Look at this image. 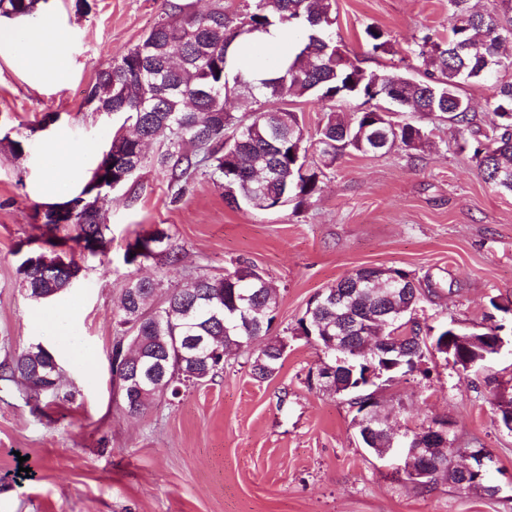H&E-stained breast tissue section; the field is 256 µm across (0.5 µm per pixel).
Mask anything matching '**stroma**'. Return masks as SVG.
Returning a JSON list of instances; mask_svg holds the SVG:
<instances>
[{"mask_svg":"<svg viewBox=\"0 0 512 512\" xmlns=\"http://www.w3.org/2000/svg\"><path fill=\"white\" fill-rule=\"evenodd\" d=\"M88 2L89 10L79 11L75 0H42L69 32L65 85H34L10 54H0V130L29 137L22 157L0 147V362L46 341L30 320L37 303L16 272L22 242L46 233L30 191L32 160L45 137L40 123L56 118L73 141L105 153L124 116L93 111L86 92L167 6ZM370 25L388 35L394 53L367 54L363 33ZM447 28L448 0H336L334 37L371 71L402 61L418 67L417 42ZM506 81L512 69L462 85L477 125H489L487 104ZM396 118L425 126L426 144L346 152L308 204L272 211L227 205L221 185L201 171L175 180L156 162L170 136L155 138L140 170L104 204L105 256L74 252L84 273L59 298L101 364L89 376L61 364L56 392L37 396L0 378V512H512V433L498 427L493 405L497 392L512 391V194L485 183L448 119L420 112ZM157 227L171 234L179 262L126 265L129 244ZM243 261L279 290L268 334L229 355L214 380L129 413L109 360L128 281L183 285L199 272ZM366 267L409 272L422 292L417 317L433 328L454 321L479 333L504 324L506 344L481 371L459 372L444 355L429 353L420 369L378 392L395 434L447 420L456 464L464 451L489 450L496 496L445 480L417 490L398 469L399 450L381 457L361 447L355 409L317 380L324 353L305 337H287L318 291ZM279 336L288 339L281 368L254 380L252 357Z\"/></svg>","mask_w":512,"mask_h":512,"instance_id":"obj_1","label":"stroma"}]
</instances>
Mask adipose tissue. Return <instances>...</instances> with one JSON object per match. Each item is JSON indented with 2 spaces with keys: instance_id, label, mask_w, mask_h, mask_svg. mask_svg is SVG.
Instances as JSON below:
<instances>
[{
  "instance_id": "obj_1",
  "label": "adipose tissue",
  "mask_w": 512,
  "mask_h": 512,
  "mask_svg": "<svg viewBox=\"0 0 512 512\" xmlns=\"http://www.w3.org/2000/svg\"><path fill=\"white\" fill-rule=\"evenodd\" d=\"M67 42V31L46 13L31 25L0 21V50H8L18 67L38 84L67 80ZM88 169L87 153L72 144L69 132H52L40 149V178L36 184L39 198L55 204L76 196L85 184ZM35 319L40 327L51 332L56 345L67 349L74 364L88 371L96 366L97 353L81 344L62 312L40 309Z\"/></svg>"
}]
</instances>
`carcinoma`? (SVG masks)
Segmentation results:
<instances>
[{
  "label": "carcinoma",
  "mask_w": 512,
  "mask_h": 512,
  "mask_svg": "<svg viewBox=\"0 0 512 512\" xmlns=\"http://www.w3.org/2000/svg\"><path fill=\"white\" fill-rule=\"evenodd\" d=\"M19 18L37 19L39 0H0ZM491 12L479 13L470 0H448V35H426L413 50L423 66L424 78L416 79L408 69L386 73L368 71L356 55L344 51L332 36L336 21L335 0H253L241 13H228L218 4L206 13L189 10L186 4L171 3L143 40L97 73L87 100L93 107L128 114L130 131H116L108 154L91 171L97 176L113 164L117 180L126 165L142 164L143 147L154 136L169 132V149L158 163L179 171L180 179L205 164L209 175L222 181L224 200L236 207L267 210L276 203L305 205L320 192L324 169L346 150L362 153L378 151L377 140L389 132L388 148L403 146L417 150L428 141L429 133L419 125L398 123L385 110L448 115L458 125L460 150L472 151L471 159L487 183L512 193V83L499 86L489 111L494 120L487 130L473 129L470 103L460 94L464 82H483L500 69L512 68V60L500 56L503 42L512 40V0H497ZM295 25L299 33L285 55L260 63V74L252 80L238 67L240 47L271 26ZM365 45L370 54H392L393 46L385 32L368 26ZM246 89L260 101L257 112L240 118L226 111V94ZM314 97L320 101L361 100L350 119L342 110H330L318 125L314 145L318 160L308 159L309 147L297 113L286 108L288 99ZM42 224L48 237L44 245L28 250L36 258L27 268L17 267L20 284L28 296L54 300L72 288L68 275L49 264L67 258L70 243L96 238L107 243L109 226L102 212L76 211L68 224H59L46 212ZM153 251L145 253L148 242ZM175 263L179 251L164 229L139 235L129 244L124 262ZM257 268L241 263L219 275L200 273L189 283L164 291L163 302L154 306L162 284L154 279H136L125 288L116 322L127 334L126 325L140 320L136 335L140 345L124 346L120 339L113 346L112 361L130 353L139 357L140 367H150L164 353V336H206L224 355L262 336L271 321L257 323L251 308L275 304L278 290L270 280L252 279ZM348 277L331 286L342 303L330 312L316 303L291 329L294 336H307L325 327L340 336H349V346L358 344L363 331L375 336L381 330L379 312L404 318L405 309L421 300V289L401 287L381 280L378 288L348 287ZM431 327L413 322L405 340L409 356L420 359L429 350ZM283 338L268 343L251 362L252 375L271 378L281 367ZM180 376L167 377L159 389L148 386L136 393L133 410H144L158 395L167 391L176 397L180 388L207 382L224 364H198L192 351L182 349ZM56 360L54 353L40 343L30 345L11 360L0 364V376L20 379L36 394L56 389L58 372L47 368ZM426 474H407L416 487L429 490L442 476L439 466L448 455L431 454Z\"/></svg>",
  "instance_id": "1"
}]
</instances>
